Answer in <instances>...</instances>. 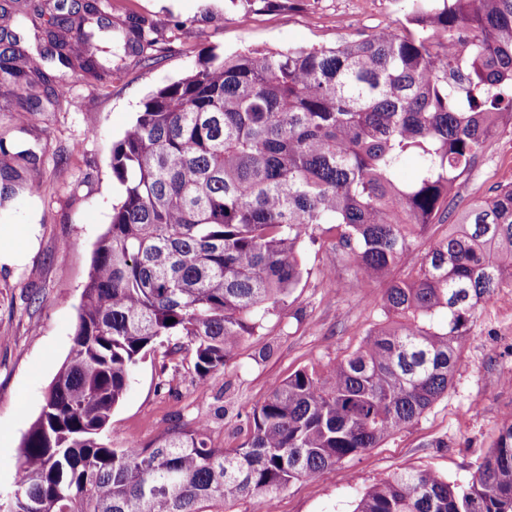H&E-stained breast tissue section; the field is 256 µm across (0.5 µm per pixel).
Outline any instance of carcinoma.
Segmentation results:
<instances>
[{"instance_id": "1", "label": "carcinoma", "mask_w": 512, "mask_h": 512, "mask_svg": "<svg viewBox=\"0 0 512 512\" xmlns=\"http://www.w3.org/2000/svg\"><path fill=\"white\" fill-rule=\"evenodd\" d=\"M55 10L46 37L59 63L103 68L112 41L98 6ZM76 14L66 42L57 30ZM405 20L333 47L211 52L146 98L112 149L123 198L0 512L261 507L377 447L447 392L478 301L512 282V185L469 203L413 273L392 272L512 118V0H407ZM17 60L14 46L0 51V84L28 99L31 75L48 77ZM409 157L417 171L404 180ZM25 187V169L0 162V207ZM324 224L354 268L350 285L386 282L389 322L327 373L273 382L238 448L209 446L204 422L113 447L112 412L138 361L165 343L191 352L201 379L223 369L299 286L302 250ZM353 512H512V419L470 482L400 472L364 488Z\"/></svg>"}]
</instances>
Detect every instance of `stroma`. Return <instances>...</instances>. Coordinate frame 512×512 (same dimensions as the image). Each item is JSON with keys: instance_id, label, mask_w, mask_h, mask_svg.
Instances as JSON below:
<instances>
[{"instance_id": "35a3bbf8", "label": "stroma", "mask_w": 512, "mask_h": 512, "mask_svg": "<svg viewBox=\"0 0 512 512\" xmlns=\"http://www.w3.org/2000/svg\"><path fill=\"white\" fill-rule=\"evenodd\" d=\"M113 34L138 20L154 26L160 53L126 57L112 76L65 69L43 59V34L24 15L23 0H0V28L17 33L18 47L49 75L33 93L42 111L17 124L20 103L0 84V138L11 152L32 151L28 191L0 210V225L36 214L39 244L20 271L0 270V494L13 488L21 439L38 415L52 379L69 355L81 292L92 255L122 187L112 174V146L122 139L152 92L186 76L211 51L297 46L331 47L402 27L401 0H98ZM65 85L60 106L47 104ZM96 135H88V128ZM512 182V125H502L458 181L451 215ZM333 233L307 246L309 271L286 305L259 335L242 342L223 370L199 379L189 353H147L112 413L119 446L146 447L175 421L209 425L212 447L232 449L248 437L246 416L267 396L270 383L300 369L324 372L359 348L385 321L384 287H350L353 269L331 246ZM462 367L447 392L412 425L378 447L320 474L290 483L275 512H353L359 492L389 476L431 469L468 483L512 414V284L482 298L461 341ZM176 368L173 392L159 389L163 366Z\"/></svg>"}]
</instances>
